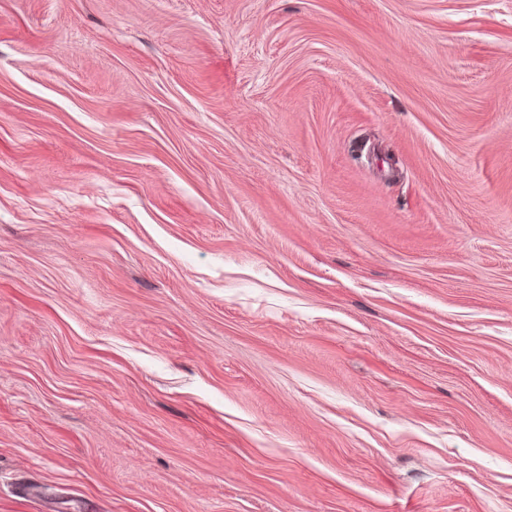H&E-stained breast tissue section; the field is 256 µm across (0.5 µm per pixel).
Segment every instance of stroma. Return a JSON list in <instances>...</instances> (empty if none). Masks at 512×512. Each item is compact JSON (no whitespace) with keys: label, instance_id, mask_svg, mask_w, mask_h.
<instances>
[{"label":"stroma","instance_id":"stroma-1","mask_svg":"<svg viewBox=\"0 0 512 512\" xmlns=\"http://www.w3.org/2000/svg\"><path fill=\"white\" fill-rule=\"evenodd\" d=\"M0 512H512V0H0Z\"/></svg>","mask_w":512,"mask_h":512}]
</instances>
